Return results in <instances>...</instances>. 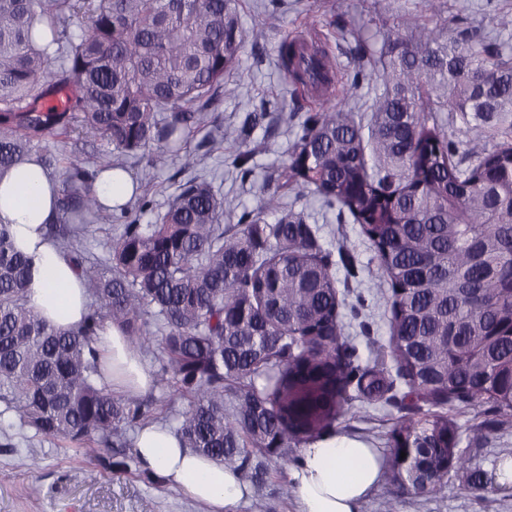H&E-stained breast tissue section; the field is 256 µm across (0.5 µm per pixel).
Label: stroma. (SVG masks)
<instances>
[{
	"instance_id": "35a3bbf8",
	"label": "stroma",
	"mask_w": 512,
	"mask_h": 512,
	"mask_svg": "<svg viewBox=\"0 0 512 512\" xmlns=\"http://www.w3.org/2000/svg\"><path fill=\"white\" fill-rule=\"evenodd\" d=\"M287 14L269 20L256 8L257 0H243L241 23L245 43L240 64L224 78L219 122L228 130L222 149L205 153L202 144L209 136L200 130L188 145L200 161L191 169L183 168L180 158L160 155L153 166L133 159L122 166L154 202L151 211L142 213L141 223H149L155 212L165 210L188 178L203 176L224 199L225 223H236L246 211L258 209L265 198L263 187L286 159L294 138V127L280 112L264 115L247 143L254 152L253 170L241 175L231 165L241 146L233 136L246 117L259 110L262 101L278 98L290 100L292 87L278 63L277 46L287 34L312 31L335 54L341 76L333 90L337 106H358L367 110V90L357 95L347 92L346 76L355 62L349 53L355 31L388 28L397 21L436 14L462 16L485 29L501 31L512 43V0H288ZM343 13L348 28L330 27L333 12ZM296 210L304 211L321 228L325 243L344 247L353 259L352 268L337 267L339 281L347 283L353 295L362 296L365 304L358 318L347 320L346 333L359 349L361 358L371 356L370 339L386 340L387 321L381 290L382 281L372 260L367 239L357 225L338 221L336 211L322 207L311 196L295 200ZM397 412L387 406L353 402L351 409L337 420V435L357 437L376 448H386L387 437ZM462 430L461 449H475V463L492 470L498 459L512 452V418L488 440L477 439L476 430L482 417L477 409L457 414ZM114 449L101 454L86 453L65 440L44 439L10 422L0 423V512H209L206 505L185 497L159 479H147L138 463L128 468L106 469L101 458L114 456ZM261 482L250 483L249 495L236 512H297L288 474L272 459L263 462ZM461 477L453 476L437 492L417 497L391 500L388 484L378 489L362 505L361 512H384L393 505L394 512H512V490L489 487L480 496L466 493Z\"/></svg>"
}]
</instances>
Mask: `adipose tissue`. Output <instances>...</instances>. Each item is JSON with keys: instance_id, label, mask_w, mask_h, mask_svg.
<instances>
[{"instance_id": "1", "label": "adipose tissue", "mask_w": 512, "mask_h": 512, "mask_svg": "<svg viewBox=\"0 0 512 512\" xmlns=\"http://www.w3.org/2000/svg\"><path fill=\"white\" fill-rule=\"evenodd\" d=\"M59 190V180L34 161L0 174V223L9 225L15 248L32 263L29 304L49 325L67 329L83 320L89 297L83 281L46 234L57 212ZM102 337L105 381L132 391L149 388L152 376L121 330L106 329ZM135 450L143 470L211 506L212 512H233L248 494L237 472L183 447L165 426H144L136 436ZM382 477L379 449L333 434L303 448L300 462L289 474L298 512H360Z\"/></svg>"}]
</instances>
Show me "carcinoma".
Returning a JSON list of instances; mask_svg holds the SVG:
<instances>
[{
  "label": "carcinoma",
  "mask_w": 512,
  "mask_h": 512,
  "mask_svg": "<svg viewBox=\"0 0 512 512\" xmlns=\"http://www.w3.org/2000/svg\"><path fill=\"white\" fill-rule=\"evenodd\" d=\"M240 0H0V170L32 156L62 172L47 236L83 279L89 309L68 330L27 299L28 264L0 224V418L34 436L128 448L147 401L103 380L106 325L159 350L155 384L184 447L249 477L256 456L296 465L352 402L399 413L385 477L397 497L425 496L460 474L494 475L459 448L450 410L480 405L481 434L512 416V49L443 19L388 28L360 44L351 95L373 86L363 126L325 102L297 126L258 211L228 227L224 199L192 177L154 222L98 200L112 155L152 149L197 159L195 132L215 123L224 76L244 41ZM278 55L300 97L336 82V57L304 34ZM441 112L460 115L463 147ZM86 138L107 153L76 156ZM306 193L359 225L383 283L389 336L367 362L345 334L350 290L317 225L285 205ZM88 214L119 221L102 259L88 256ZM405 458H400L401 453Z\"/></svg>",
  "instance_id": "cac0c4a2"
}]
</instances>
